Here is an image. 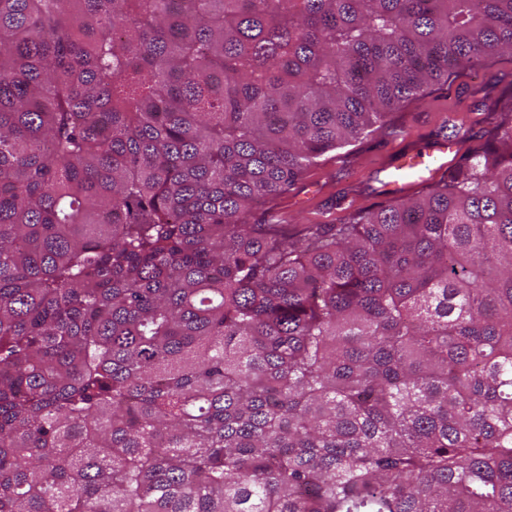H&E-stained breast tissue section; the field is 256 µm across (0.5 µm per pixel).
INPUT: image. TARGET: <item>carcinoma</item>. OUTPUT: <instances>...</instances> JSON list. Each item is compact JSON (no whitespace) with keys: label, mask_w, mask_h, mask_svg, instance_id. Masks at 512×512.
Returning a JSON list of instances; mask_svg holds the SVG:
<instances>
[{"label":"carcinoma","mask_w":512,"mask_h":512,"mask_svg":"<svg viewBox=\"0 0 512 512\" xmlns=\"http://www.w3.org/2000/svg\"><path fill=\"white\" fill-rule=\"evenodd\" d=\"M506 52L512 0H0V512H512V94L250 221ZM497 78L503 81L496 84ZM510 80L512 56L504 55L433 87L427 104L405 102L388 115L387 129L327 153L287 196L275 200L280 224H338L355 209L414 195L421 186L410 187L433 182L446 172L456 145L443 141L425 153L406 151L439 138L478 139L497 121L485 106L486 95L496 97ZM379 171L389 192L406 191L387 193Z\"/></svg>","instance_id":"1"}]
</instances>
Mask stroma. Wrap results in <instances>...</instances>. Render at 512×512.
I'll return each mask as SVG.
<instances>
[{"label": "stroma", "mask_w": 512, "mask_h": 512, "mask_svg": "<svg viewBox=\"0 0 512 512\" xmlns=\"http://www.w3.org/2000/svg\"><path fill=\"white\" fill-rule=\"evenodd\" d=\"M512 80V56L464 71L435 86L427 103L407 102L387 117L388 127L361 142L327 153L287 196L275 202L284 224H337L355 209L388 200L379 171L400 153L433 140H471L495 125L486 100Z\"/></svg>", "instance_id": "35a3bbf8"}]
</instances>
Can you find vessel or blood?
Instances as JSON below:
<instances>
[{
    "instance_id": "b4317fda",
    "label": "vessel or blood",
    "mask_w": 512,
    "mask_h": 512,
    "mask_svg": "<svg viewBox=\"0 0 512 512\" xmlns=\"http://www.w3.org/2000/svg\"><path fill=\"white\" fill-rule=\"evenodd\" d=\"M456 146L439 142L423 153L405 152L382 170L383 184L394 194L412 186L430 183L442 176L452 162Z\"/></svg>"
}]
</instances>
